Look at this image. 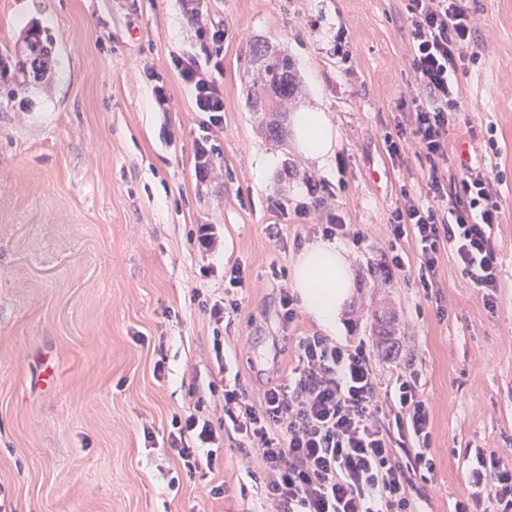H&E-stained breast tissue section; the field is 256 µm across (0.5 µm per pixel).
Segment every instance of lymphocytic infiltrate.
Here are the masks:
<instances>
[{"mask_svg":"<svg viewBox=\"0 0 512 512\" xmlns=\"http://www.w3.org/2000/svg\"><path fill=\"white\" fill-rule=\"evenodd\" d=\"M412 66L425 105L385 137L387 151L400 153L405 137L416 139L429 164L427 184L437 206L406 199L389 219L393 242L414 238L420 249L418 278L430 289L442 248H451L486 306L495 303L499 248L493 236L501 207L498 175L463 168L447 186L440 166L448 160V130L462 91L454 76L475 62V18L464 0H409ZM200 111L220 114L224 94L210 70L181 64ZM297 379L265 390L249 403L239 379L224 382V418L212 423L197 413L174 415L167 441L187 475L213 472L225 432L252 449L266 478L268 498L280 512H409L414 479L436 470L431 453L430 409L416 374L397 376L388 401L376 391L372 355L365 344H339L315 334L297 345ZM470 501L455 512L489 503V512H512V464L496 452L476 449L468 472Z\"/></svg>","mask_w":512,"mask_h":512,"instance_id":"f902f5d3","label":"lymphocytic infiltrate"}]
</instances>
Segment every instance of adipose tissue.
Segmentation results:
<instances>
[{"label":"adipose tissue","instance_id":"adipose-tissue-1","mask_svg":"<svg viewBox=\"0 0 512 512\" xmlns=\"http://www.w3.org/2000/svg\"><path fill=\"white\" fill-rule=\"evenodd\" d=\"M290 122L294 144L304 156L321 164L332 156L337 132L327 113L296 112ZM292 286L323 330L336 333L353 286L351 263L343 248L322 240L305 244L292 263Z\"/></svg>","mask_w":512,"mask_h":512}]
</instances>
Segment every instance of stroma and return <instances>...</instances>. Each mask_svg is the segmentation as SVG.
I'll use <instances>...</instances> for the list:
<instances>
[{"instance_id":"1","label":"stroma","mask_w":512,"mask_h":512,"mask_svg":"<svg viewBox=\"0 0 512 512\" xmlns=\"http://www.w3.org/2000/svg\"><path fill=\"white\" fill-rule=\"evenodd\" d=\"M407 3L0 0V55L34 26L54 45L51 78L0 100V488L12 512H266L265 480L233 432L204 480L167 446L174 414L196 405L210 420L224 415L222 392L208 389L219 378L214 324L194 296L223 298L225 272L243 269L224 341L248 400H261L292 380L299 338L320 330L303 311L283 325L280 291L332 214L363 236L339 241L355 282L339 343L370 348L379 395L419 373L431 408L436 471L416 481L413 512L467 500L466 449L512 460V0L468 2L480 61L456 76L463 98L448 131L504 175L491 308L451 250L428 295L414 239L400 246L404 270L391 264L392 211L408 197L433 201L420 145L393 158L384 142L426 101ZM201 22L224 32L217 122L176 66L205 61ZM340 37L349 57L335 51ZM256 38L295 62L289 111L316 109L335 126L328 164L261 134L247 102ZM203 149L214 165L202 178ZM376 171L387 174L378 184ZM204 224L214 227L210 249L198 241ZM270 224L283 225V240L268 236ZM385 312L396 316L390 353L373 334Z\"/></svg>"}]
</instances>
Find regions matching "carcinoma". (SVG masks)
<instances>
[{
    "label": "carcinoma",
    "instance_id": "carcinoma-1",
    "mask_svg": "<svg viewBox=\"0 0 512 512\" xmlns=\"http://www.w3.org/2000/svg\"><path fill=\"white\" fill-rule=\"evenodd\" d=\"M26 45L42 60L39 79H44L52 70L53 42L41 29L32 27L26 36ZM252 75L249 80L248 105L258 114L264 134L274 144H280L287 136L286 113L272 107L275 99L284 101L297 88V74L293 59L285 52L274 48L267 41L255 39L249 45ZM28 55L14 51L11 57L10 95H16L19 88L27 85ZM394 317L381 316L377 319L376 331L383 342L393 346Z\"/></svg>",
    "mask_w": 512,
    "mask_h": 512
}]
</instances>
